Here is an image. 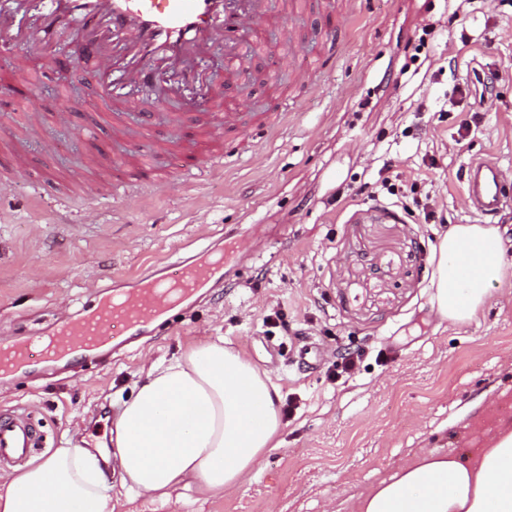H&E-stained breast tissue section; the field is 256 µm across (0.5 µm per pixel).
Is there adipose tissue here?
Instances as JSON below:
<instances>
[{"label": "adipose tissue", "instance_id": "adipose-tissue-1", "mask_svg": "<svg viewBox=\"0 0 512 512\" xmlns=\"http://www.w3.org/2000/svg\"><path fill=\"white\" fill-rule=\"evenodd\" d=\"M504 275L501 237L489 224H456L439 240L432 304L451 322L472 318ZM277 385L223 340L195 339L152 363L112 424L107 484L78 444L0 474V512H114L115 496L168 499L179 489L209 498L238 488L277 447ZM358 512H512V423L466 455L422 453L357 502Z\"/></svg>", "mask_w": 512, "mask_h": 512}]
</instances>
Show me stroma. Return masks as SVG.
Masks as SVG:
<instances>
[{"instance_id":"35a3bbf8","label":"stroma","mask_w":512,"mask_h":512,"mask_svg":"<svg viewBox=\"0 0 512 512\" xmlns=\"http://www.w3.org/2000/svg\"><path fill=\"white\" fill-rule=\"evenodd\" d=\"M292 2L285 27H259L248 80L224 90L245 122L223 169L189 180L164 165L148 179L127 172L93 201L73 172L101 150L90 175L111 179L133 142L97 125L92 62L74 43L48 48L75 60L73 73L0 55V159L24 163L0 168V347L51 333L166 263L224 253L220 279L108 362L35 361L0 376V411L28 409L42 436L32 458L69 441L112 453V422L149 361L193 338L223 337L297 405L279 447L235 491L205 500L179 489L131 512H354L415 455L466 452L512 419V199L496 221L499 294L454 325L432 308L440 237L479 221L466 165L489 159L512 176V0H473L454 28V0ZM287 37L313 63L311 81L272 54ZM19 65L33 68L31 83L17 80ZM489 72L499 79L483 103L475 77ZM111 81L138 138L158 157L177 151V120L195 121L198 105ZM305 345L316 364L299 358ZM346 354L357 372L329 380Z\"/></svg>"}]
</instances>
